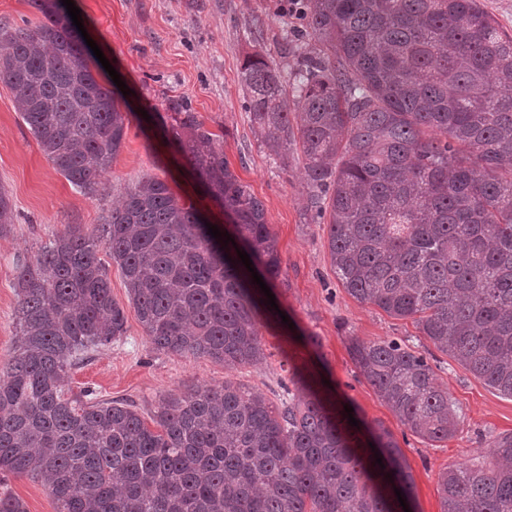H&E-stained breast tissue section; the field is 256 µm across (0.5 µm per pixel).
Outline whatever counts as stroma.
<instances>
[{
  "label": "stroma",
  "instance_id": "35a3bbf8",
  "mask_svg": "<svg viewBox=\"0 0 512 512\" xmlns=\"http://www.w3.org/2000/svg\"><path fill=\"white\" fill-rule=\"evenodd\" d=\"M90 38L105 63L92 70L104 85L118 72L129 95L120 97L129 114L124 147L104 173L94 194L78 192L42 153L15 109V92L0 83V188L9 195L14 222L0 233V365L19 336L16 263L33 258L65 228L90 233L108 223L112 208L144 176L165 181L191 198L214 220L218 207L201 192L160 115L179 99L196 112L206 129L224 139V153L239 180L260 199L275 234L281 274L272 284L279 316L261 327L265 357L254 365L229 368L207 357L163 353L152 348L128 299L124 279L107 251L112 297L124 309L126 333L104 346L80 352L68 368L67 394L135 406L150 420L160 398L190 388H220L225 382L257 390L275 407L293 367L320 371L335 397L354 409L363 430L388 429L412 472L414 512H442L438 477L449 466L484 455L490 442L512 433V398L500 395L468 370L440 355L438 382L461 415L458 432L431 444L402 425L373 386L360 375L350 353L352 339L401 340L423 352L431 343L412 320L389 316L352 298L336 278L328 249V227L319 223L301 174L299 148L288 152L287 168L274 164L259 146L245 108L241 67L248 55L263 54L292 84L302 57L322 46L306 33L303 17L282 8L283 0H74ZM153 120H145V113ZM20 498L27 512H55L49 491L27 477L0 473V492Z\"/></svg>",
  "mask_w": 512,
  "mask_h": 512
}]
</instances>
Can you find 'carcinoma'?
<instances>
[{
	"mask_svg": "<svg viewBox=\"0 0 512 512\" xmlns=\"http://www.w3.org/2000/svg\"><path fill=\"white\" fill-rule=\"evenodd\" d=\"M44 20L0 29V83L16 92L41 150L91 194L117 158L127 115L93 74L58 0ZM323 46L286 87L260 54L241 83L254 133L303 174L329 217L345 291L421 333L512 398V34L480 0H308ZM168 134L232 220L208 219L160 179L141 178L100 233L66 229L17 266L20 337L0 368V472L37 479L56 512H404L413 478L385 428L361 444L323 383L293 369L279 410L224 383L161 400L149 428L130 405L65 397L73 358L125 335L105 248L154 349L226 366L263 358L260 300L237 251L281 270L263 203L231 171L219 135L184 104ZM13 209L0 190V233ZM349 351L378 395L424 441L453 437L460 415L422 355L401 341ZM382 463H376V457ZM443 512H512V433L486 461L440 473Z\"/></svg>",
	"mask_w": 512,
	"mask_h": 512,
	"instance_id": "carcinoma-1",
	"label": "carcinoma"
}]
</instances>
